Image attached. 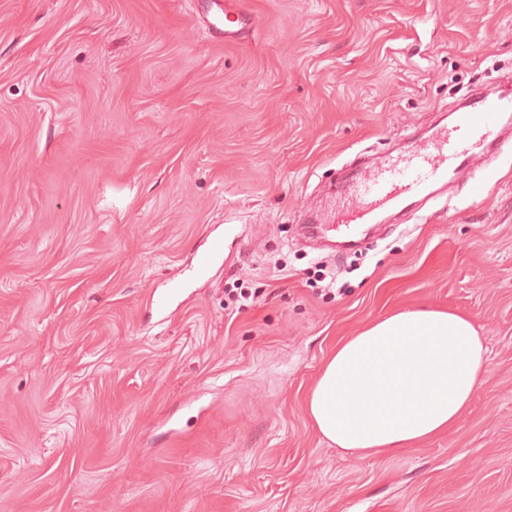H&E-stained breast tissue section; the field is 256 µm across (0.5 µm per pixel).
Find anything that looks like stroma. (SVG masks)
<instances>
[{"label":"stroma","instance_id":"35a3bbf8","mask_svg":"<svg viewBox=\"0 0 512 512\" xmlns=\"http://www.w3.org/2000/svg\"><path fill=\"white\" fill-rule=\"evenodd\" d=\"M0 0V512H512V148L358 246L301 217L512 76V0ZM235 282L256 290L224 307ZM468 315L449 431L315 432L326 357ZM257 25V18L224 6L223 19L208 21L206 33L210 37L224 39L225 43L236 41L238 36Z\"/></svg>","mask_w":512,"mask_h":512}]
</instances>
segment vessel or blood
I'll return each mask as SVG.
<instances>
[{
    "label": "vessel or blood",
    "mask_w": 512,
    "mask_h": 512,
    "mask_svg": "<svg viewBox=\"0 0 512 512\" xmlns=\"http://www.w3.org/2000/svg\"><path fill=\"white\" fill-rule=\"evenodd\" d=\"M256 24L255 17L227 9L222 18L207 23L206 33L230 42ZM510 114L512 81L506 80L493 95L479 94L468 101L451 125L436 129L404 154L343 186L342 217L335 221L322 213L317 223L333 224L340 234L352 236L376 209H409L411 199L433 186H449L476 160L492 157L499 148L498 119Z\"/></svg>",
    "instance_id": "obj_1"
}]
</instances>
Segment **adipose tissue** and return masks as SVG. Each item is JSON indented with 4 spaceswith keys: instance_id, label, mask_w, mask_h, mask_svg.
<instances>
[{
    "instance_id": "obj_1",
    "label": "adipose tissue",
    "mask_w": 512,
    "mask_h": 512,
    "mask_svg": "<svg viewBox=\"0 0 512 512\" xmlns=\"http://www.w3.org/2000/svg\"><path fill=\"white\" fill-rule=\"evenodd\" d=\"M487 367V349L468 317L440 309L392 312L325 360L308 415L346 454L407 448L458 423Z\"/></svg>"
}]
</instances>
